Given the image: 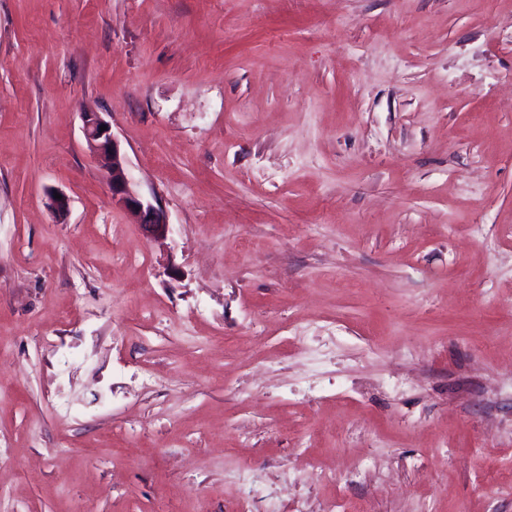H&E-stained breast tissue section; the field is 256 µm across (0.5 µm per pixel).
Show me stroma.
<instances>
[{
    "label": "stroma",
    "instance_id": "obj_1",
    "mask_svg": "<svg viewBox=\"0 0 512 512\" xmlns=\"http://www.w3.org/2000/svg\"><path fill=\"white\" fill-rule=\"evenodd\" d=\"M0 477L512 512V0H0ZM81 119L87 148L110 178L112 204L123 206L134 224H140L150 236H164L168 231L166 215L131 188L125 174V157L109 122L99 112H84ZM103 126L107 129L101 130Z\"/></svg>",
    "mask_w": 512,
    "mask_h": 512
}]
</instances>
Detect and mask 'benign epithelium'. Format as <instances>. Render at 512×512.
Here are the masks:
<instances>
[{
  "label": "benign epithelium",
  "instance_id": "1",
  "mask_svg": "<svg viewBox=\"0 0 512 512\" xmlns=\"http://www.w3.org/2000/svg\"><path fill=\"white\" fill-rule=\"evenodd\" d=\"M81 119L87 148L110 178L112 202L123 206L134 223L141 225L147 234L165 235L168 231L166 215L131 188L125 174V157L109 122L99 112H83Z\"/></svg>",
  "mask_w": 512,
  "mask_h": 512
}]
</instances>
